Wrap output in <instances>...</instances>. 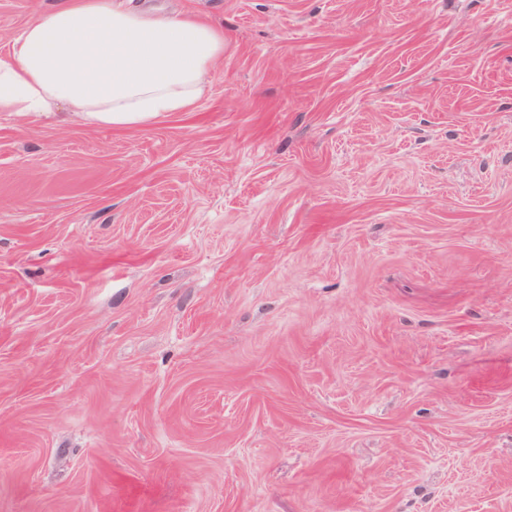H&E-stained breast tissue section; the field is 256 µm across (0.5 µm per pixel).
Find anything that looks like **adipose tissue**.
I'll return each instance as SVG.
<instances>
[{"label": "adipose tissue", "mask_w": 512, "mask_h": 512, "mask_svg": "<svg viewBox=\"0 0 512 512\" xmlns=\"http://www.w3.org/2000/svg\"><path fill=\"white\" fill-rule=\"evenodd\" d=\"M223 55V29L195 17L63 0L0 58V112L66 110L93 126L144 127L193 111Z\"/></svg>", "instance_id": "ef3b65f1"}]
</instances>
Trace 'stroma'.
Here are the masks:
<instances>
[{
    "label": "stroma",
    "instance_id": "obj_1",
    "mask_svg": "<svg viewBox=\"0 0 512 512\" xmlns=\"http://www.w3.org/2000/svg\"><path fill=\"white\" fill-rule=\"evenodd\" d=\"M121 2L224 57L0 112V512H512V0Z\"/></svg>",
    "mask_w": 512,
    "mask_h": 512
}]
</instances>
